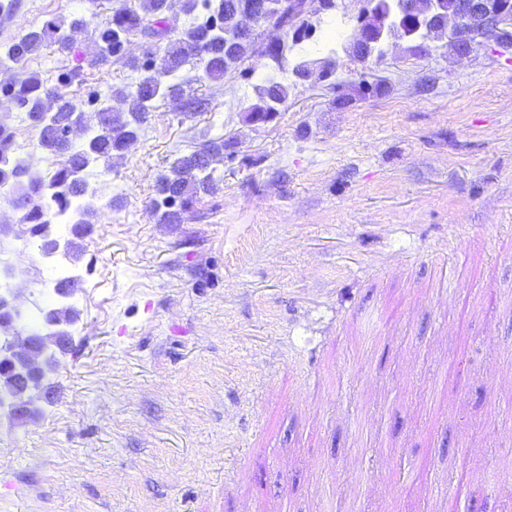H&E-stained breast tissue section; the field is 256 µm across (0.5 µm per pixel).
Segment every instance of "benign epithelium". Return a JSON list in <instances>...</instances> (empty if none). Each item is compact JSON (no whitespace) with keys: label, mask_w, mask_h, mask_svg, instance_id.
Here are the masks:
<instances>
[{"label":"benign epithelium","mask_w":512,"mask_h":512,"mask_svg":"<svg viewBox=\"0 0 512 512\" xmlns=\"http://www.w3.org/2000/svg\"><path fill=\"white\" fill-rule=\"evenodd\" d=\"M448 45L453 56H470L484 33L512 28V6L493 0H458L457 8L447 16ZM15 295H0V331L9 335L8 349L0 351V370L11 375L14 391L10 408L14 418L27 419L40 399V385L54 357L47 355L48 344L57 343L61 331L50 325L43 334H22L15 330L18 308Z\"/></svg>","instance_id":"7a95c632"}]
</instances>
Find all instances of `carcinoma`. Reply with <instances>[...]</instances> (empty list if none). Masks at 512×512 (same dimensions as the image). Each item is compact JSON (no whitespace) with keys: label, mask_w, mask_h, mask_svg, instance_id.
<instances>
[{"label":"carcinoma","mask_w":512,"mask_h":512,"mask_svg":"<svg viewBox=\"0 0 512 512\" xmlns=\"http://www.w3.org/2000/svg\"><path fill=\"white\" fill-rule=\"evenodd\" d=\"M167 2L106 0L109 16L94 30L97 58H112L132 70L144 72L134 91L111 90L109 99L129 104L126 110L101 102L89 115L65 95L45 89L37 75L17 84L0 83V96L25 113L40 130L41 147L58 158L49 178L33 176L26 165L13 157L14 133L0 124V186L11 192V207L20 213L19 232L38 238L40 250L46 255L54 253L59 242L53 228L55 217L72 213L75 220L69 228L71 238L65 241L64 247L71 260L80 259V239L101 219V211L89 202L93 192L81 173L96 163L106 165L109 170L114 168L124 158L128 146L137 140L140 126L155 111L158 100L179 98L185 113L191 115L207 111V99L186 95L181 84L170 82V77L185 65L193 64L202 69L207 80L219 82L237 64L252 58H268L283 72L285 51L313 35V24L308 21L288 22L286 3L274 18L265 10L259 11L262 0H180L184 15H194L201 6L208 16L179 29L169 15ZM363 2L366 6L360 9L358 20L373 34L372 42L363 48L350 44L352 55L361 61L373 57L378 61L383 59L387 28L392 24L402 26L410 40L423 42L419 50H427L424 42L442 40L447 34L438 15L454 10L457 5V0H411V12L403 14L399 10L400 0ZM246 10L256 12V19L262 24L270 19L273 23L260 32L247 33L240 28V13ZM88 25L83 16L52 18L15 36L5 46L4 57L19 66L44 49L71 54L78 37L87 33ZM134 39L146 44L143 60L127 53V46ZM307 70H320L323 78L332 75L336 71V49H330L325 57L296 63L292 68L295 81H300L299 75ZM292 89L293 86L276 76L266 75L255 86L257 102L248 108V122L266 123L273 119ZM91 127L95 128V134L79 148L67 136L72 130ZM229 148L231 143L227 141L210 140L192 153L176 158L156 179L152 218L159 224L184 223L200 194L218 190L213 164L223 160L224 151ZM39 313L43 320L49 314L54 315L69 329L79 317L77 309L63 302Z\"/></svg>","instance_id":"1"}]
</instances>
